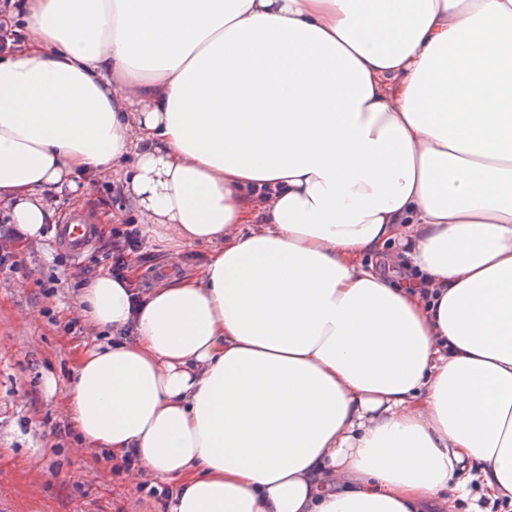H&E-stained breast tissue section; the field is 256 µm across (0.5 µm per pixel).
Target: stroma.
Here are the masks:
<instances>
[{"mask_svg": "<svg viewBox=\"0 0 512 512\" xmlns=\"http://www.w3.org/2000/svg\"><path fill=\"white\" fill-rule=\"evenodd\" d=\"M111 179L59 197L55 221L32 243L12 245L13 267L0 269V512H160L146 492L117 473L102 451L85 448L63 407L75 346L88 329L77 314L82 267L107 272L98 241L74 256L57 226L74 213L93 233L101 211L124 206ZM38 318L23 321L27 311Z\"/></svg>", "mask_w": 512, "mask_h": 512, "instance_id": "stroma-1", "label": "stroma"}]
</instances>
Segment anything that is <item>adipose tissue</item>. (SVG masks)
<instances>
[{
	"instance_id": "adipose-tissue-1",
	"label": "adipose tissue",
	"mask_w": 512,
	"mask_h": 512,
	"mask_svg": "<svg viewBox=\"0 0 512 512\" xmlns=\"http://www.w3.org/2000/svg\"><path fill=\"white\" fill-rule=\"evenodd\" d=\"M0 206L114 176L197 271L84 289V445L169 512L512 505V0H18ZM130 335H123V328ZM451 497L455 498L456 512H474L476 511L474 506H478L479 510L483 512H504L510 510L509 508L503 509L495 504H488L480 496L479 485L476 482H472L470 485V493L466 497L457 496L456 492L450 493Z\"/></svg>"
}]
</instances>
